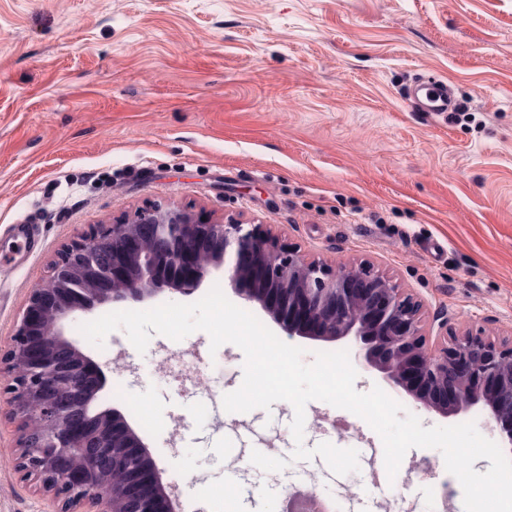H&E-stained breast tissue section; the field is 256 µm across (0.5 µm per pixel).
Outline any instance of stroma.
I'll return each mask as SVG.
<instances>
[{
	"label": "stroma",
	"mask_w": 512,
	"mask_h": 512,
	"mask_svg": "<svg viewBox=\"0 0 512 512\" xmlns=\"http://www.w3.org/2000/svg\"><path fill=\"white\" fill-rule=\"evenodd\" d=\"M429 75L452 82L455 112L406 100ZM148 204L264 225L336 267L372 262L421 302L428 344L512 336V0H0V254L34 239L0 263V349L65 246ZM216 285L261 316L220 271L140 307ZM110 311L74 314L66 333L107 374L98 407L126 416L183 512H205L207 488L237 512H280L297 483L345 512H464L440 451L410 449L397 480L372 485L383 443L360 417L311 401L295 442L289 402L224 410L239 347L155 333L141 353L121 330L95 346L79 327ZM291 343L307 363L348 351L356 390L383 385L354 340ZM198 351L197 387L178 372ZM11 410L1 398L0 512H53L17 467ZM323 442L356 449L358 471L293 459ZM255 450L288 465L263 471Z\"/></svg>",
	"instance_id": "stroma-1"
}]
</instances>
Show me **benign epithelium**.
<instances>
[{
	"label": "benign epithelium",
	"instance_id": "obj_1",
	"mask_svg": "<svg viewBox=\"0 0 512 512\" xmlns=\"http://www.w3.org/2000/svg\"><path fill=\"white\" fill-rule=\"evenodd\" d=\"M290 338H352L391 387L443 417L482 406L512 447V337L452 334L435 348L421 304L369 262L336 269L308 259L258 224L214 220L178 206L143 207L68 245L33 288L7 352L14 373L18 460L57 512H180L148 446L116 408H97L108 378L65 331V321L165 291L196 292L214 271ZM112 457V488L99 463Z\"/></svg>",
	"mask_w": 512,
	"mask_h": 512
}]
</instances>
